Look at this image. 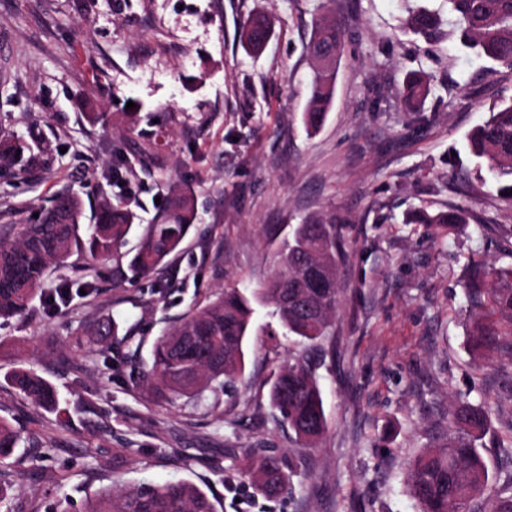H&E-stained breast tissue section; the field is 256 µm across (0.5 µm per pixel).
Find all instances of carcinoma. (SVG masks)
I'll return each mask as SVG.
<instances>
[{
    "instance_id": "1",
    "label": "carcinoma",
    "mask_w": 512,
    "mask_h": 512,
    "mask_svg": "<svg viewBox=\"0 0 512 512\" xmlns=\"http://www.w3.org/2000/svg\"><path fill=\"white\" fill-rule=\"evenodd\" d=\"M453 14L448 35L477 50V55L512 71V0H446ZM440 18L421 7L409 13L405 32L439 34ZM265 18L245 24L242 37L255 50L268 37ZM343 33L336 20L321 16L315 23L308 53L314 62L305 121L319 129L332 103L337 62ZM428 93L427 82L407 78L400 92L410 112L420 110ZM468 149L476 164L487 165L499 193L512 199V99L490 109V115L468 136ZM43 165L40 154L19 137L0 139V169L21 175ZM197 217L191 195L171 190L164 198L162 214L153 224L139 225L134 249L124 250L134 230V213L123 202L107 197L99 203L93 222L81 223L80 198L68 191L56 194L37 224H27L17 240L0 242V317L26 313L40 299L50 306L43 287L46 273L76 253L88 260L108 257L123 277H146L178 250ZM421 224H464V210L453 208L434 215L420 212ZM341 220L331 210L296 225L276 252L280 271L261 287L245 294L226 288L215 299L188 311L180 322L156 340L146 385L157 395L173 400L200 401L206 392L217 393L239 378L244 369V345L254 314L252 303L273 308L283 327L304 341L328 334L338 308L336 256L342 240L336 232ZM471 305L490 303L495 314L512 325V268L474 270L466 288ZM7 384L36 405L58 408L55 387L30 368L18 367L5 378ZM270 402L303 446L311 447L323 435L327 422L313 365L305 355H295L272 384ZM448 440L415 459L408 468L407 490L421 512H512V480L488 509L479 506L489 482L487 464L475 440L488 423L482 407L460 405L450 411ZM22 437L11 423L0 419V464L20 447ZM256 491L278 494L289 476L281 457L271 451L261 455L251 471ZM84 512H216L205 491L186 483H165L115 491L105 487L86 499Z\"/></svg>"
}]
</instances>
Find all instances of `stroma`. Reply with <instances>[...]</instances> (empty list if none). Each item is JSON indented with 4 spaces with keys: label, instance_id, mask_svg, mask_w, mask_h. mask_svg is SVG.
I'll return each mask as SVG.
<instances>
[{
    "label": "stroma",
    "instance_id": "stroma-1",
    "mask_svg": "<svg viewBox=\"0 0 512 512\" xmlns=\"http://www.w3.org/2000/svg\"><path fill=\"white\" fill-rule=\"evenodd\" d=\"M418 7L448 15L446 0H0V136L46 160L22 177L0 171V241L63 188L87 220L108 194L151 223L173 182L197 211L182 250L150 276L118 283L113 260H101L84 296L74 255L46 277L49 289L73 284L64 304L0 319V417L27 440L5 467L9 512H81L104 486L177 481L211 493L217 512H419L407 467L443 444L462 400L488 412L478 446L495 498L512 467V328L486 315L499 344L476 347L465 283L473 267L512 266V202L481 180L466 138L512 98V73L458 40L404 33ZM324 12L346 37L312 133L306 46ZM259 14L272 28L253 53L239 33ZM410 73L430 84L417 112L398 97ZM451 207L468 223L408 221ZM330 209L348 219L332 336L305 347L261 307L235 387L197 404L142 387L163 329L224 289L271 278L289 226ZM106 315L117 333L88 334ZM301 353L327 420L312 448L269 403ZM20 364L54 384L60 411L6 385ZM266 448L290 474L273 499L241 473Z\"/></svg>",
    "mask_w": 512,
    "mask_h": 512
}]
</instances>
